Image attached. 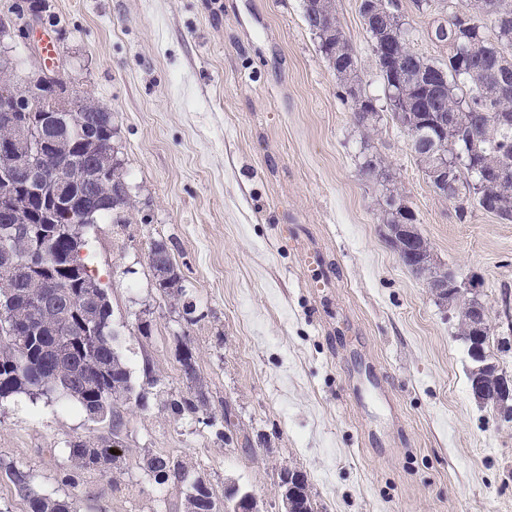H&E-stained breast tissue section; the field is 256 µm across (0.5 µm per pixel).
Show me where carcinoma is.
Instances as JSON below:
<instances>
[{
	"instance_id": "obj_1",
	"label": "carcinoma",
	"mask_w": 512,
	"mask_h": 512,
	"mask_svg": "<svg viewBox=\"0 0 512 512\" xmlns=\"http://www.w3.org/2000/svg\"><path fill=\"white\" fill-rule=\"evenodd\" d=\"M304 18L319 39V48L329 68L340 80L344 100L350 102L358 126L373 130L378 112L374 101L362 85L357 58L351 47L340 49L336 32L335 0H303ZM435 39L448 48V60L435 62L410 49L404 41L406 57L403 85L392 83L391 63L380 59V76L386 102L398 101L397 110L408 113L416 128H406L410 149L418 151L421 143L430 142L428 122L439 114L458 117L462 125L448 130L439 150L458 163L457 188L451 190L453 203L460 217L469 206L512 221V181L491 183L485 187V198L473 191L480 171L498 167L512 168V125L498 128L494 122L501 112L512 113V94L498 93L501 64L511 67L512 74V0H469V4L435 20ZM448 74V86L441 100L431 96L423 73L431 67ZM20 90L10 59L0 56V89ZM89 131L98 136L104 147L112 149V179L128 182L124 160L113 144L112 113L91 100L87 105ZM27 126L33 137L40 140L62 136L70 144L66 165L85 168L82 136L75 131L63 134L43 124L42 113H27ZM72 209L91 210L96 220L114 224H129L136 210L132 194H110L106 186L94 189L78 188ZM86 225L69 222L60 213L53 221L39 218L36 224H12V219L0 212V253L7 250L18 261L25 262L41 248L52 262L39 273H21L13 288V302L0 311V405L19 395L32 398L54 394L75 401L96 423L115 429L119 425L120 408L133 403L148 406L147 391L136 389L130 371L117 347V333L112 326V305L102 310L95 336H65L59 334V320L40 314L32 297L56 289L62 300L94 304L104 293L99 281L82 263L85 280L67 276L64 265L83 246ZM168 266L154 274L156 288L174 300L184 296L181 272L172 255ZM404 265L417 277L440 271L434 263L432 248L426 254L409 256ZM181 371L195 390L196 399L173 400L168 409L176 415L194 414L206 405L205 385L200 376L194 348L183 344L178 355ZM123 439L115 432L109 436L76 439L69 442L68 460L86 471L106 472L111 468V449L122 447ZM156 483L171 481L185 489V512H218L216 503L224 504L223 512H233L234 497L215 495L199 472L183 461L167 456H151L144 463ZM5 475L16 492L26 502L27 512H78L75 502L54 497L43 491L32 474L17 466L5 468Z\"/></svg>"
}]
</instances>
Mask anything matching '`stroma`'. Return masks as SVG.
<instances>
[{"label": "stroma", "mask_w": 512, "mask_h": 512, "mask_svg": "<svg viewBox=\"0 0 512 512\" xmlns=\"http://www.w3.org/2000/svg\"><path fill=\"white\" fill-rule=\"evenodd\" d=\"M359 0H336L367 92L383 98ZM411 48L442 59L434 15L400 0ZM55 61L111 112L138 211L93 224L82 250L107 289L148 410L122 409L124 446L109 472L71 473L69 440L107 434L66 400L21 395L0 407V459L80 512H184L146 457L170 455L216 491L282 512L281 468L303 471L324 512H512V423L477 403L456 318L388 241V170L442 266L481 281L494 338L511 334L512 222L459 217L416 163L403 127L351 117L303 17V0H48ZM164 239L184 302L161 295L147 262ZM150 335L136 330L138 318ZM191 343L207 409L177 352ZM233 413L225 425L224 410ZM251 441L242 450L239 434ZM178 361L181 365V371L184 377L191 383L195 390L196 400H173L168 404V409L176 415L194 414L200 407H204L207 402L205 385L198 370L194 348L187 343L183 344L178 355Z\"/></svg>", "instance_id": "35a3bbf8"}]
</instances>
